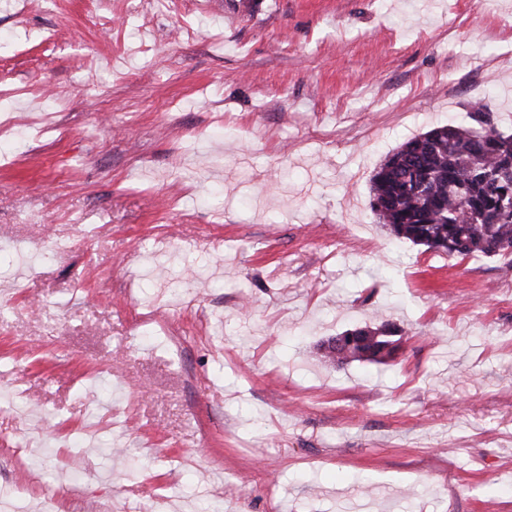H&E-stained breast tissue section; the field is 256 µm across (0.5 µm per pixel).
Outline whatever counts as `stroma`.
Segmentation results:
<instances>
[{"label":"stroma","instance_id":"1","mask_svg":"<svg viewBox=\"0 0 512 512\" xmlns=\"http://www.w3.org/2000/svg\"><path fill=\"white\" fill-rule=\"evenodd\" d=\"M226 2L0 0V503L512 512V263L370 208L512 131V0ZM371 321L395 361L320 359Z\"/></svg>","mask_w":512,"mask_h":512}]
</instances>
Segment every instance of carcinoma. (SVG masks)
Here are the masks:
<instances>
[{
  "label": "carcinoma",
  "mask_w": 512,
  "mask_h": 512,
  "mask_svg": "<svg viewBox=\"0 0 512 512\" xmlns=\"http://www.w3.org/2000/svg\"><path fill=\"white\" fill-rule=\"evenodd\" d=\"M472 126L433 128L400 146L371 179L370 207L399 241L466 259L507 257L512 262V133L479 104ZM405 330L382 323L349 329L318 345L333 366L386 364Z\"/></svg>",
  "instance_id": "obj_1"
}]
</instances>
